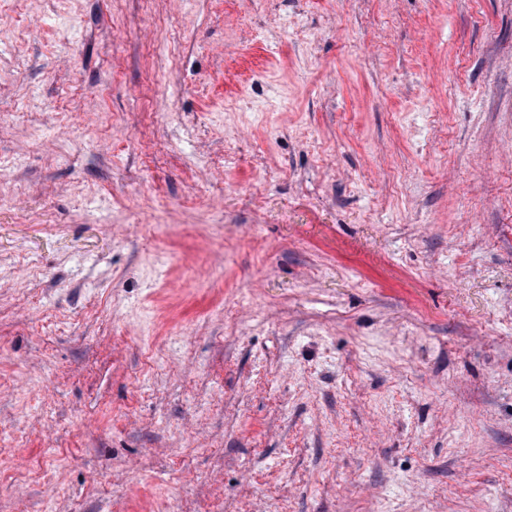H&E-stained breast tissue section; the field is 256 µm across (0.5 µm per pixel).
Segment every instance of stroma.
Here are the masks:
<instances>
[{
    "label": "stroma",
    "instance_id": "stroma-1",
    "mask_svg": "<svg viewBox=\"0 0 512 512\" xmlns=\"http://www.w3.org/2000/svg\"><path fill=\"white\" fill-rule=\"evenodd\" d=\"M0 30V512H512V0Z\"/></svg>",
    "mask_w": 512,
    "mask_h": 512
}]
</instances>
